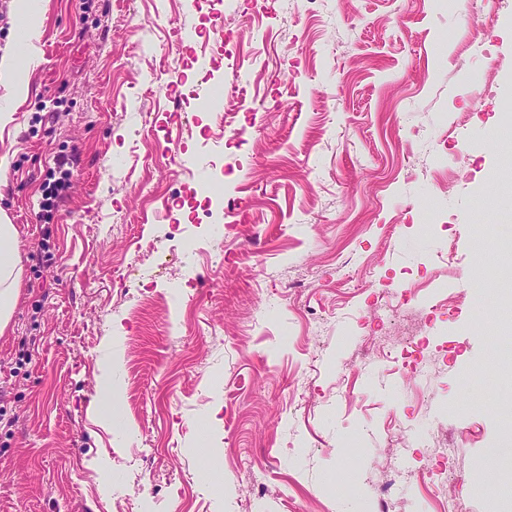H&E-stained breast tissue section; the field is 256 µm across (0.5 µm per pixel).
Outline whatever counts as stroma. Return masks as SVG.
I'll use <instances>...</instances> for the list:
<instances>
[{
  "label": "stroma",
  "mask_w": 512,
  "mask_h": 512,
  "mask_svg": "<svg viewBox=\"0 0 512 512\" xmlns=\"http://www.w3.org/2000/svg\"><path fill=\"white\" fill-rule=\"evenodd\" d=\"M33 9L39 59L0 128L22 270L0 336V512H378L399 422L397 512H438L421 479L438 427L466 512H512V370L489 362L512 310L473 232L512 225V0ZM232 51L255 76L221 130L204 88L232 85ZM430 257L457 296L446 319L385 311ZM412 335L423 373L358 367Z\"/></svg>",
  "instance_id": "35a3bbf8"
}]
</instances>
